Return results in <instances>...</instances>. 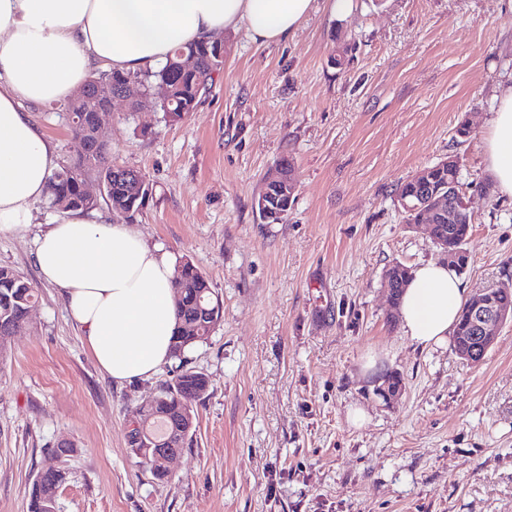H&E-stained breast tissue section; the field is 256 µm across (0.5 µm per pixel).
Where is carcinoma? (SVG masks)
<instances>
[{"instance_id":"1","label":"carcinoma","mask_w":512,"mask_h":512,"mask_svg":"<svg viewBox=\"0 0 512 512\" xmlns=\"http://www.w3.org/2000/svg\"><path fill=\"white\" fill-rule=\"evenodd\" d=\"M182 53L196 55V66L191 72L176 69L178 56ZM224 67V60L218 58L214 48L206 43H190L174 50L165 65L156 71L137 74L107 70L89 76L84 86L92 93L102 96L109 94L116 85L134 80L144 89L169 81L174 86L173 100L168 105L175 119L181 120L197 106L203 90L212 86L214 75ZM71 134L78 144L76 155L60 165L49 179V199L52 206L60 210L90 211L104 204L112 213L134 218L145 208V201L153 194V186L146 174L135 184L123 180L112 183V191L95 202H87L83 186L90 181L102 178L113 168L112 154L107 144L98 148H85L91 138V129L84 120V114L74 113L71 121ZM280 181L267 185L265 200L271 207L285 210L289 198L282 195V182L297 181L293 160L284 158L278 164ZM429 177L434 184L444 187L461 184L460 165L456 157L448 164L435 163L428 167ZM473 218L470 212L460 211L459 223L448 226V248L461 245L468 230L472 229ZM174 303L178 319L177 334L172 346V359L178 362L173 376L161 389L162 399L156 406H145L142 412L153 414L156 436L173 443L178 448L189 446V439L172 433L170 417L178 407L193 404L198 398L199 386L196 373L185 367L187 352L198 344L206 342L213 331L212 319H221L222 304L215 297L208 278L192 262L186 260L176 265L174 274ZM35 288L18 272L8 267H0V319L25 321V312L34 303ZM214 318H209V315ZM29 512H45L42 483H32L29 493Z\"/></svg>"}]
</instances>
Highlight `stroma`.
<instances>
[{"mask_svg":"<svg viewBox=\"0 0 512 512\" xmlns=\"http://www.w3.org/2000/svg\"><path fill=\"white\" fill-rule=\"evenodd\" d=\"M224 39L223 69L183 120L153 95L137 112L114 101L105 118L113 161L153 183L134 228L192 261L223 303L187 355L210 379L191 445L162 481L134 452L139 410L171 368L123 385L100 370L39 276L35 238L61 215L41 200L25 232L0 234V266L36 290L0 354V512H28L62 440L75 448L56 512H512V323L470 364L452 343L413 345L381 286L389 264L439 260L395 189L451 156L474 218L462 279L472 294L512 283V198L490 187L484 154L495 92L512 78V10L354 0L335 15L316 0L284 41ZM28 110L59 158L74 154L64 104ZM285 157L296 200L267 224L255 201ZM392 370L405 390L388 402L375 382Z\"/></svg>","mask_w":512,"mask_h":512,"instance_id":"35a3bbf8","label":"stroma"}]
</instances>
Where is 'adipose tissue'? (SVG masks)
Segmentation results:
<instances>
[{
    "mask_svg": "<svg viewBox=\"0 0 512 512\" xmlns=\"http://www.w3.org/2000/svg\"><path fill=\"white\" fill-rule=\"evenodd\" d=\"M314 0H0V234L22 232L58 166L52 142L24 103L69 99L91 68L130 73L162 67L177 46L246 29L283 41ZM485 138L486 173L512 197V80L499 85ZM42 280L56 288L98 367L117 383L147 379L170 361L177 327L174 265L130 225L69 211L37 237ZM467 302L447 264L413 272L402 328L421 348L443 345Z\"/></svg>",
    "mask_w": 512,
    "mask_h": 512,
    "instance_id": "adipose-tissue-1",
    "label": "adipose tissue"
}]
</instances>
